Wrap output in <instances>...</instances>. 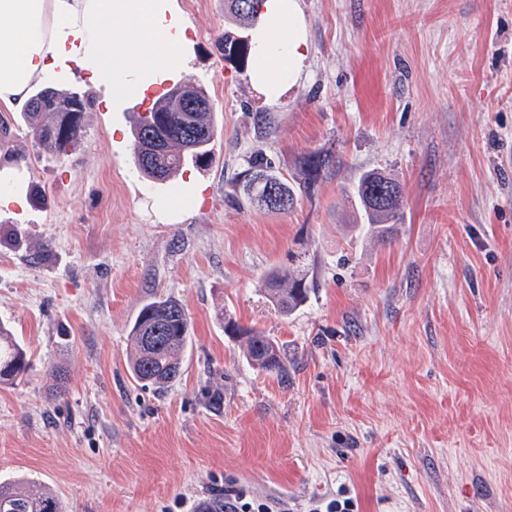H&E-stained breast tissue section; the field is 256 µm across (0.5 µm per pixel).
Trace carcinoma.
Listing matches in <instances>:
<instances>
[{"label": "carcinoma", "mask_w": 512, "mask_h": 512, "mask_svg": "<svg viewBox=\"0 0 512 512\" xmlns=\"http://www.w3.org/2000/svg\"><path fill=\"white\" fill-rule=\"evenodd\" d=\"M241 2L242 7L235 6ZM263 0H227L228 12L244 26L253 27L261 21ZM228 51L224 59L252 57V51L234 48L232 32H224ZM75 94L68 89L42 88L34 92L20 118L28 128L34 143L48 144L57 158L75 151L81 143V117L89 104L87 94L81 95L77 109L69 107ZM152 123L138 116L133 130V153L141 176L152 182H165L174 178L189 162L202 168L213 162V141L219 126L214 109L188 110L165 97L151 112ZM248 168L239 186V192L252 205H259L257 197L270 188L287 200L285 206H265L267 212L285 213L298 201L296 188L288 179L274 170L271 162L257 152L247 161ZM333 160L317 152L303 156V184L310 185L325 175ZM393 185L397 202L390 206L375 205L378 198ZM353 195L363 209L371 238L386 244L391 241L394 226L403 218L404 199L399 183L378 171L360 176ZM288 264L274 266L263 281L271 301L284 314H291L309 297L305 257L287 254ZM230 335L245 339V353L253 366L280 376L286 367L278 345L266 336H256L234 321L227 322ZM128 364L133 379L143 386L161 392L167 390L176 378L170 370H182L183 353L190 339L189 319L184 307L175 299L159 298L140 309L131 332ZM29 362L23 347L0 323V385L18 386L23 383ZM0 512H63L59 498L49 492L32 494L17 484L0 483Z\"/></svg>", "instance_id": "cac0c4a2"}]
</instances>
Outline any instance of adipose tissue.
Instances as JSON below:
<instances>
[{
    "label": "adipose tissue",
    "mask_w": 512,
    "mask_h": 512,
    "mask_svg": "<svg viewBox=\"0 0 512 512\" xmlns=\"http://www.w3.org/2000/svg\"><path fill=\"white\" fill-rule=\"evenodd\" d=\"M179 0H0V108L23 109L33 87L83 76L109 111L185 75L192 43ZM250 81L280 99L308 52L299 0H265L252 30Z\"/></svg>",
    "instance_id": "obj_1"
}]
</instances>
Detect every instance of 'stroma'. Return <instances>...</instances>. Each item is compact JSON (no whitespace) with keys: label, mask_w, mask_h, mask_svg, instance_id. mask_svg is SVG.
<instances>
[{"label":"stroma","mask_w":512,"mask_h":512,"mask_svg":"<svg viewBox=\"0 0 512 512\" xmlns=\"http://www.w3.org/2000/svg\"><path fill=\"white\" fill-rule=\"evenodd\" d=\"M180 4L187 80L221 127L192 201L136 170L134 116L154 99L91 100L61 160L0 112V166L22 159L27 182L0 213V322L32 363L0 386V480L65 512H197L241 491L272 512L345 494L358 512H512V0H300L310 53L274 104L224 59V0ZM258 149L294 185L304 154L336 164L268 213L235 183ZM373 169L403 190L386 245L342 231ZM291 251L315 291L285 315L259 281ZM158 297L191 331L162 393L126 358ZM229 320L279 344L287 381Z\"/></svg>","instance_id":"obj_1"}]
</instances>
